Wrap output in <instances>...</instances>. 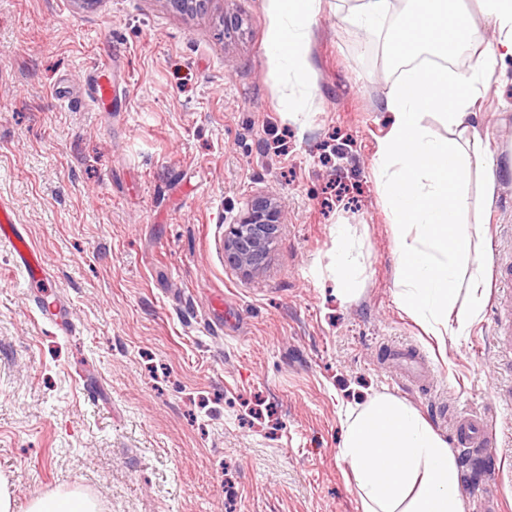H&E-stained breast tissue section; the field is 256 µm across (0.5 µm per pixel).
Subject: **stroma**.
Segmentation results:
<instances>
[{
    "label": "stroma",
    "instance_id": "stroma-1",
    "mask_svg": "<svg viewBox=\"0 0 512 512\" xmlns=\"http://www.w3.org/2000/svg\"><path fill=\"white\" fill-rule=\"evenodd\" d=\"M323 0L313 96L288 117L265 52L266 0H0V196L52 273L45 316L0 241V471L15 512L78 488L98 512H363L339 451L345 414L378 394L441 437L479 409L506 436L478 483L457 460L464 512H512V375L484 300L436 340L397 302L396 243L372 175L396 77L382 45ZM117 93L89 104L91 66ZM479 130L512 167V59ZM273 196L283 223L259 273L224 236ZM483 242L512 238V180ZM361 252L356 297L336 291V227ZM416 346L432 379L396 377L389 348Z\"/></svg>",
    "mask_w": 512,
    "mask_h": 512
}]
</instances>
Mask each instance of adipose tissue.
I'll return each mask as SVG.
<instances>
[{"instance_id":"adipose-tissue-1","label":"adipose tissue","mask_w":512,"mask_h":512,"mask_svg":"<svg viewBox=\"0 0 512 512\" xmlns=\"http://www.w3.org/2000/svg\"><path fill=\"white\" fill-rule=\"evenodd\" d=\"M270 65L308 85L309 29L322 0H267ZM495 31L484 43L458 0H354L346 20L377 36L399 72L381 103L388 130L377 144L372 172L397 243V300L435 338L464 332L478 317L488 286L482 242L500 177L486 159L477 130L479 100L497 66L512 59V0H477ZM466 70L446 63L463 50ZM435 116L447 133L424 122ZM477 197H470L472 172ZM336 280L355 294L361 271L357 245L337 227ZM468 290L460 299V290ZM340 457L363 512H464L455 460L419 412L381 394L347 412Z\"/></svg>"}]
</instances>
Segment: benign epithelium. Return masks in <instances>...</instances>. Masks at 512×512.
Instances as JSON below:
<instances>
[{"mask_svg": "<svg viewBox=\"0 0 512 512\" xmlns=\"http://www.w3.org/2000/svg\"><path fill=\"white\" fill-rule=\"evenodd\" d=\"M176 10L187 13L204 11L211 0H168ZM282 203L269 197L258 198L247 206L239 221L230 225L224 240L228 262L237 269L256 273L262 269L270 245L282 224Z\"/></svg>", "mask_w": 512, "mask_h": 512, "instance_id": "7a95c632", "label": "benign epithelium"}]
</instances>
